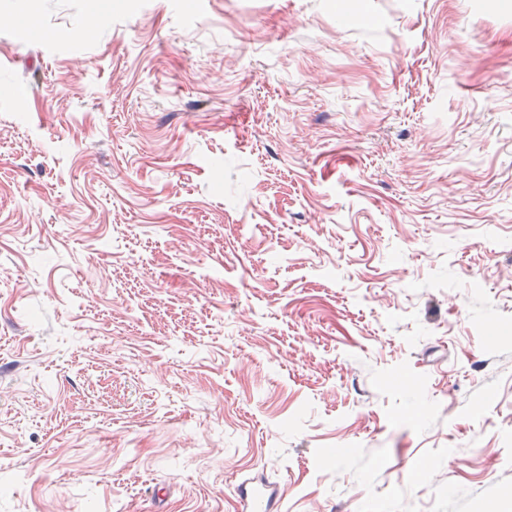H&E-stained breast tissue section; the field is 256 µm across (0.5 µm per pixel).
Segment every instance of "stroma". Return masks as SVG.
Masks as SVG:
<instances>
[{
	"instance_id": "35a3bbf8",
	"label": "stroma",
	"mask_w": 512,
	"mask_h": 512,
	"mask_svg": "<svg viewBox=\"0 0 512 512\" xmlns=\"http://www.w3.org/2000/svg\"><path fill=\"white\" fill-rule=\"evenodd\" d=\"M0 512H512V0H14ZM237 496L243 512H274L278 502L273 488L266 482L252 481L239 485Z\"/></svg>"
}]
</instances>
